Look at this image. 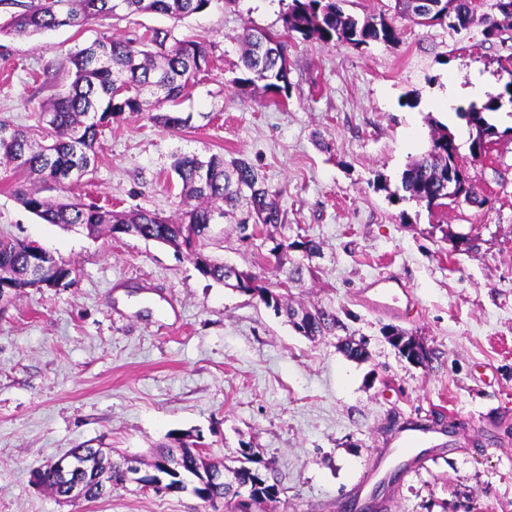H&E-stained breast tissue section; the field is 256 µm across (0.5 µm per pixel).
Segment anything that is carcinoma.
Returning <instances> with one entry per match:
<instances>
[{"mask_svg": "<svg viewBox=\"0 0 512 512\" xmlns=\"http://www.w3.org/2000/svg\"><path fill=\"white\" fill-rule=\"evenodd\" d=\"M214 0H0V4L16 8L10 15V30L36 36L61 27H79L100 16H116L117 12H154L181 20L210 8ZM341 0H290L283 18V32L258 31L244 39L242 76L234 80L240 87H251L258 81L282 96L288 95L290 69L286 45L296 35L323 43L341 42L359 47L372 42L392 44L399 41V29L385 15L362 20L347 14ZM475 0H441V6L427 16L425 26L447 22L470 24L475 19ZM488 38H501L512 31V0H503L498 14L480 17ZM72 81L65 91L55 95L39 112L35 124L17 126L0 119V160L44 183L47 188L63 192V196H44L33 188L15 190L21 205L48 224L64 229L81 228L87 235L112 238L130 235L145 241L168 245L186 254L199 273L224 283V262L211 252L224 243V232L216 225L224 223V206L242 203L246 217L238 222L246 232L251 221L261 224L282 222L278 203L269 193L264 178L244 158L229 162L224 155L206 159L195 153L173 155L170 165L181 184L180 213L166 217L157 212L135 209L114 211L95 201L84 202L66 192L82 182L95 167L96 144L105 127L125 113H147L154 123L173 130L188 126L191 116L173 110L188 94L197 76L209 66L207 47L191 37L168 41L159 31L135 38H103L75 51L69 57ZM504 92L484 103L471 104L459 113L469 126L471 160L482 156L484 147L500 132L491 123V114L499 111L504 96L512 103V71ZM460 146L448 129L432 128L429 149L413 160L403 172L402 190L408 199L428 209L443 205L440 176L449 171L465 173L460 161ZM70 275L68 265L46 252L37 255L31 244L0 236V305L10 302L28 288L42 283L58 287ZM242 291L259 298L266 306L290 316L305 314L300 334L323 336L336 328V315L323 309L297 310L285 303L283 296L247 275ZM71 455L82 466L72 478L84 482L83 499H99L125 484V464L112 460L99 448L80 446ZM171 463L172 484H181L188 476L195 479L194 495L207 507L214 500L229 504L230 483L212 480L218 473L252 486V500L257 508L277 501L280 489L268 483L259 467L261 460L252 448L241 449L236 466L209 463L202 449L182 436L171 437V444L144 463L150 471ZM40 486L57 498L66 496L67 481L54 462L38 469Z\"/></svg>", "mask_w": 512, "mask_h": 512, "instance_id": "obj_1", "label": "carcinoma"}]
</instances>
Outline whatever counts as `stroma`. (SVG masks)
Returning <instances> with one entry per match:
<instances>
[{
  "mask_svg": "<svg viewBox=\"0 0 512 512\" xmlns=\"http://www.w3.org/2000/svg\"><path fill=\"white\" fill-rule=\"evenodd\" d=\"M289 0H214L180 21L157 13L98 17L31 38L0 34V119L29 126L69 83L68 56L110 36L162 30L204 42L210 65L178 105L191 127L170 130L126 114L106 127L94 172L74 194L175 215L173 154L241 156L265 178L282 221L243 240L224 220L226 264L286 289L292 305L336 315L309 340L257 298L202 276L173 248L133 236L92 238L26 211L22 172L0 166V234L68 263L57 288H30L0 306V512H198L188 492L129 483L111 497L60 503L32 472L89 445L149 458L169 434L201 435L212 461L257 450L280 488L266 512H512V104L493 121L502 135L468 172L484 205L427 210L394 199L408 164L428 148L430 122L468 141L461 110L473 80L502 93L512 39L487 38L397 17L394 0H345L347 13H385L399 43L355 47L289 40L290 89L274 104L263 86L241 92L240 35L279 32ZM463 87L439 105L447 84ZM466 243H459V236ZM309 238L311 257L283 240ZM389 271L415 295L405 316L366 307L362 283ZM424 344L415 365L388 329ZM365 341L366 361L338 349ZM445 424L444 447L415 469L389 462L374 494L353 485L375 448L403 424Z\"/></svg>",
  "mask_w": 512,
  "mask_h": 512,
  "instance_id": "stroma-1",
  "label": "stroma"
}]
</instances>
